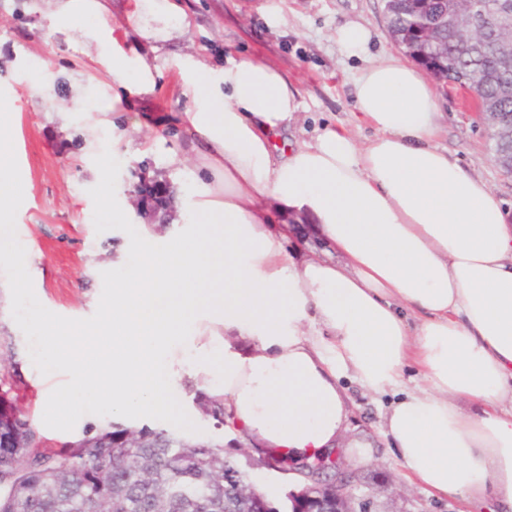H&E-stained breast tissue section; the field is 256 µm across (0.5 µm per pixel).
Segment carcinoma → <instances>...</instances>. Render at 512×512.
<instances>
[{
	"mask_svg": "<svg viewBox=\"0 0 512 512\" xmlns=\"http://www.w3.org/2000/svg\"><path fill=\"white\" fill-rule=\"evenodd\" d=\"M461 20L454 31H436L427 40L429 15L403 0H387V29L403 50L426 43L419 61L448 88H472L512 123V65L497 42H512L511 29L469 32L474 15L512 10V0H450ZM201 411L224 423L216 398L198 402ZM39 428L24 409L0 395V512H224V500L248 486L247 474L210 445L149 427L112 424L87 431L61 450L39 451Z\"/></svg>",
	"mask_w": 512,
	"mask_h": 512,
	"instance_id": "obj_1",
	"label": "carcinoma"
}]
</instances>
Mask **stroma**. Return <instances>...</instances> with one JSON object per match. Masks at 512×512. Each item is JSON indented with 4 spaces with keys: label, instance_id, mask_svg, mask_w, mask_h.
Masks as SVG:
<instances>
[{
    "label": "stroma",
    "instance_id": "35a3bbf8",
    "mask_svg": "<svg viewBox=\"0 0 512 512\" xmlns=\"http://www.w3.org/2000/svg\"><path fill=\"white\" fill-rule=\"evenodd\" d=\"M187 26L177 38L153 44L122 20L133 0H110L103 16L81 19L69 33L50 28L52 0H0V99L12 108L0 136L7 143V175L19 186L12 217L0 241L28 255L24 275L0 260V393H8L36 418L42 446L63 448L82 437L66 425L70 400L43 402V380L54 364L46 354L37 318L53 314L68 328L71 349L83 330L100 318V301L125 273L114 265L119 252L136 256L142 247L137 189L157 185L165 204L156 214L158 234L178 232L199 180L195 154L176 121L192 106L177 71L166 70L152 93L113 99L97 57L101 47L85 31L117 28L126 53L191 56L220 69L225 57H262L300 90V109L288 125L292 141H310L328 126L351 130L358 139L374 131L360 123L351 79L368 58L402 56L390 38L384 0H176ZM355 21L372 38L365 54L345 55L336 30ZM442 114L438 145L471 175L483 178L501 206L512 213V176L497 167L490 136L477 119L474 94L438 91ZM126 218L116 222L114 212ZM351 397L349 442L363 447L360 467L375 493L376 512H460L457 500L436 498L410 484L389 438L384 417L394 394L379 396L353 377L342 379ZM153 427L223 446L226 457L245 461V446L211 417L184 425L156 419Z\"/></svg>",
    "mask_w": 512,
    "mask_h": 512
}]
</instances>
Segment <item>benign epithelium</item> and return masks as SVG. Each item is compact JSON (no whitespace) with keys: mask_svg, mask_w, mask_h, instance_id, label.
Here are the masks:
<instances>
[{"mask_svg":"<svg viewBox=\"0 0 512 512\" xmlns=\"http://www.w3.org/2000/svg\"><path fill=\"white\" fill-rule=\"evenodd\" d=\"M480 118L490 134L504 141L512 140V125L501 123L491 104H484ZM248 464L298 474L303 484L298 490L288 491L286 502L278 507L252 486L242 492V501L227 512H292V505L301 508V512H371L373 493L364 489L357 472L345 463L339 449L312 465L300 462L286 468L262 451L257 458L248 456Z\"/></svg>","mask_w":512,"mask_h":512,"instance_id":"1","label":"benign epithelium"}]
</instances>
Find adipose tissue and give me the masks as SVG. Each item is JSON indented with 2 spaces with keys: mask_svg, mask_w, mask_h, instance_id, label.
<instances>
[{
  "mask_svg": "<svg viewBox=\"0 0 512 512\" xmlns=\"http://www.w3.org/2000/svg\"><path fill=\"white\" fill-rule=\"evenodd\" d=\"M176 5L135 0L139 34L169 39ZM113 87L148 94L139 55L103 59ZM174 65L193 107L181 121L200 154L197 218L161 237L102 301L86 342L112 334V356L90 365L58 355L65 326L51 314L45 346L55 374L45 399L90 391L97 429L137 414L186 423L174 392L184 352L195 381L224 401L233 434L277 457L311 458L343 439L345 374L380 394L414 390L385 419L410 481L463 501L466 512H512V225L487 182L436 144L438 92L394 55L353 77L367 141L324 128L283 144L298 89L273 63L191 58ZM340 255L288 251L294 221Z\"/></svg>",
  "mask_w": 512,
  "mask_h": 512,
  "instance_id": "1",
  "label": "adipose tissue"
}]
</instances>
